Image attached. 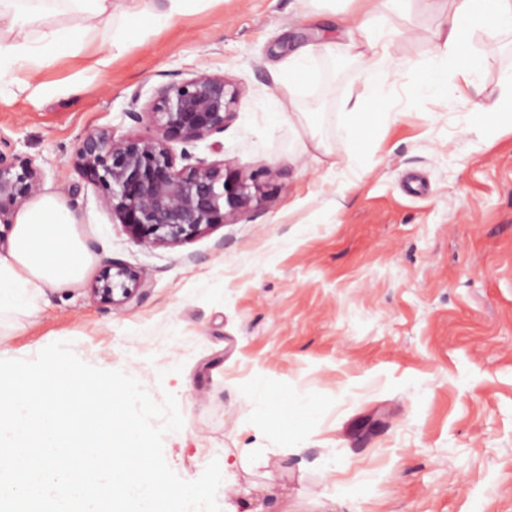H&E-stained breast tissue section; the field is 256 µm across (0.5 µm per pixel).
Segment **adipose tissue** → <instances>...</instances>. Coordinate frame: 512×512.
Here are the masks:
<instances>
[{"label":"adipose tissue","mask_w":512,"mask_h":512,"mask_svg":"<svg viewBox=\"0 0 512 512\" xmlns=\"http://www.w3.org/2000/svg\"><path fill=\"white\" fill-rule=\"evenodd\" d=\"M358 2L361 19L347 14L338 24L360 29V37L299 47L289 57L281 81L292 92L299 84L314 81L318 60L348 56L363 61L372 92L353 103L352 119L344 127L347 137L355 141L366 128L388 122L393 108L392 77L417 66L416 61L393 51L402 32L390 24L388 15L401 0H384L388 10L384 16L378 14L374 0ZM111 10L112 0H0V77L13 72L34 74L50 59L75 50L96 30L99 18ZM56 12L77 14L80 26L49 25L50 15ZM475 30L512 34V0H448L447 15L426 61L427 68L441 80L420 85V93L445 92L451 78L469 85L478 83L483 63L463 40L464 33ZM96 261L64 198L54 192L42 194L18 216L10 249L0 254V315H37L46 289L77 287Z\"/></svg>","instance_id":"1"}]
</instances>
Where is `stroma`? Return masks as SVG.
Returning a JSON list of instances; mask_svg holds the SVG:
<instances>
[{"label": "stroma", "mask_w": 512, "mask_h": 512, "mask_svg": "<svg viewBox=\"0 0 512 512\" xmlns=\"http://www.w3.org/2000/svg\"><path fill=\"white\" fill-rule=\"evenodd\" d=\"M352 0H190L165 27L141 15L119 48L111 19L20 89L0 85V141L34 159L100 260L149 284L139 304H104L91 283L47 290L24 330L0 327V357L30 359L69 341L86 363L137 378L155 401L176 396L184 424L164 438L182 479L241 450L268 458L291 512H512V128L466 125L499 99L512 37L478 31V87L427 96L422 71L395 77L390 121L344 139V104L367 97L364 65L319 63L296 100L337 158L308 165L298 128L278 113L276 78L291 52L339 40ZM393 24L425 60L442 20L405 0ZM242 90L218 139L242 174L267 169L264 205L175 245L139 243L72 164L87 133L145 135L156 90L195 73ZM260 387L275 419L247 396ZM306 396L308 407H288ZM265 470L237 472L221 512H247Z\"/></svg>", "instance_id": "stroma-1"}]
</instances>
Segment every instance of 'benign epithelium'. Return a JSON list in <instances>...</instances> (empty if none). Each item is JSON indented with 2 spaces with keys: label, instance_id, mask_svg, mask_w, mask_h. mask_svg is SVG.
I'll list each match as a JSON object with an SVG mask.
<instances>
[{
  "label": "benign epithelium",
  "instance_id": "obj_1",
  "mask_svg": "<svg viewBox=\"0 0 512 512\" xmlns=\"http://www.w3.org/2000/svg\"><path fill=\"white\" fill-rule=\"evenodd\" d=\"M240 97L239 87L222 75L198 73L166 84L145 111L151 134L117 139L109 129L90 132L75 147L73 165L98 189L103 208L145 245L179 244L212 225L235 224L263 204L260 178L268 171L244 177L222 160L193 159L188 146L224 132ZM175 143L184 145L181 152ZM41 188L34 160L0 149L1 225L12 227ZM93 294L105 304H127L139 302L146 289L127 265L110 260Z\"/></svg>",
  "mask_w": 512,
  "mask_h": 512
}]
</instances>
